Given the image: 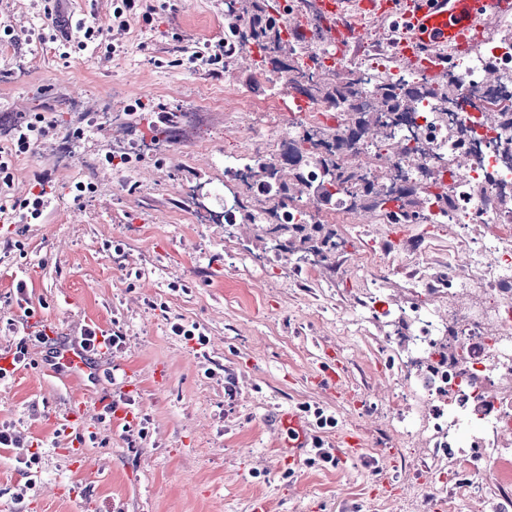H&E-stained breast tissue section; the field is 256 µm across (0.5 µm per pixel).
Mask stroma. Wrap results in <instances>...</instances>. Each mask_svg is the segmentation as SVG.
<instances>
[{
  "mask_svg": "<svg viewBox=\"0 0 512 512\" xmlns=\"http://www.w3.org/2000/svg\"><path fill=\"white\" fill-rule=\"evenodd\" d=\"M149 2L151 23L131 22L120 52L64 59L36 36L51 24L41 0H0V22L16 35L0 42V144L18 113L57 123L14 160V196L45 172L55 203L43 223L0 232V327L21 313L22 280L49 332L78 341L95 325L124 336L111 363L84 377V414L73 423L63 420L71 382L29 338L25 363L0 380V426L22 438L0 448V512H446L455 475L438 472L437 494L421 497V443L395 435L376 447L386 420L359 409L399 384L386 351L349 322L354 280L311 275L252 226L193 219L194 203H224L225 153L271 152L248 139V123L290 125L257 110L286 85L254 83L247 50L219 76L180 65L185 52L223 39L224 0ZM105 98L115 119L98 111ZM137 100L146 113L131 112ZM153 111L172 113V126L151 125ZM89 115L97 129L73 137ZM156 138L169 140L167 153L119 168L105 161L109 147ZM76 181L93 183V196L73 201ZM177 317L199 325L206 345L172 335ZM328 366L341 374L339 392L313 381ZM105 396L128 401L132 422L101 416ZM318 409L327 426L314 423ZM290 410L309 420L332 463L287 450L281 416ZM351 436L362 441L353 455ZM33 452L38 465L24 468Z\"/></svg>",
  "mask_w": 512,
  "mask_h": 512,
  "instance_id": "obj_1",
  "label": "stroma"
}]
</instances>
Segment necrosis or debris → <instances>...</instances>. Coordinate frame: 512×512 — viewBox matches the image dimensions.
<instances>
[{
	"label": "necrosis or debris",
	"instance_id": "necrosis-or-debris-1",
	"mask_svg": "<svg viewBox=\"0 0 512 512\" xmlns=\"http://www.w3.org/2000/svg\"><path fill=\"white\" fill-rule=\"evenodd\" d=\"M282 17L311 34L302 57L336 56L323 43L319 15L302 0H285ZM367 29L355 66L366 78L362 99L383 82L404 92L420 81L396 47V28ZM272 111H299L288 132L343 135L350 114L329 102L300 107L279 99ZM417 142L376 135L341 159L374 187H404L418 201L406 221L426 225L400 241L380 238L385 211L365 208L363 189L337 195L335 203L279 207L277 224H321L335 217L356 251L339 253L330 274L355 276L351 311L357 328L390 350L401 386L382 413L405 439L425 441L460 475L456 492L480 497L499 492L498 507H512V15L492 18L468 49L448 55L447 69L429 84L405 116ZM447 241L448 258L432 261L435 242Z\"/></svg>",
	"mask_w": 512,
	"mask_h": 512
}]
</instances>
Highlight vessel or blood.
I'll return each instance as SVG.
<instances>
[{
    "instance_id": "obj_1",
    "label": "vessel or blood",
    "mask_w": 512,
    "mask_h": 512,
    "mask_svg": "<svg viewBox=\"0 0 512 512\" xmlns=\"http://www.w3.org/2000/svg\"><path fill=\"white\" fill-rule=\"evenodd\" d=\"M322 13V38L340 50L360 42L363 33L347 24L350 10L390 20L404 36L400 55L407 65H421L425 76H435L447 58L449 48L470 42L487 19L512 13V0H319ZM104 354L89 356L76 344L56 342L53 361L60 370L75 378L65 414L75 420L84 408V390L78 380L90 373L93 362L104 361ZM283 426L288 445L306 447L307 425L295 413L285 414Z\"/></svg>"
}]
</instances>
